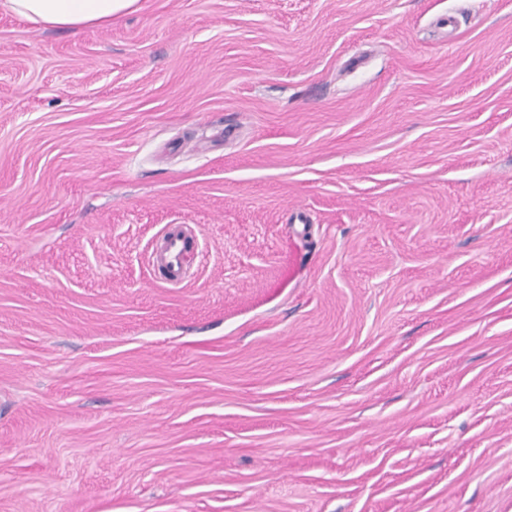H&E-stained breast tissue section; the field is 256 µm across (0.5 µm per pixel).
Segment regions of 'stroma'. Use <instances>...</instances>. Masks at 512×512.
Masks as SVG:
<instances>
[{
	"label": "stroma",
	"mask_w": 512,
	"mask_h": 512,
	"mask_svg": "<svg viewBox=\"0 0 512 512\" xmlns=\"http://www.w3.org/2000/svg\"><path fill=\"white\" fill-rule=\"evenodd\" d=\"M0 512H512V0L0 12ZM140 0H1L0 9L43 27L82 29L110 24ZM185 242L178 237L168 238L162 250L155 256V262L164 268L165 279L171 284H177L181 280L182 262L185 253L183 252Z\"/></svg>",
	"instance_id": "stroma-1"
}]
</instances>
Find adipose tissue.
<instances>
[{"mask_svg": "<svg viewBox=\"0 0 512 512\" xmlns=\"http://www.w3.org/2000/svg\"><path fill=\"white\" fill-rule=\"evenodd\" d=\"M140 0H0V9L44 27L81 29L110 24Z\"/></svg>", "mask_w": 512, "mask_h": 512, "instance_id": "obj_1", "label": "adipose tissue"}]
</instances>
